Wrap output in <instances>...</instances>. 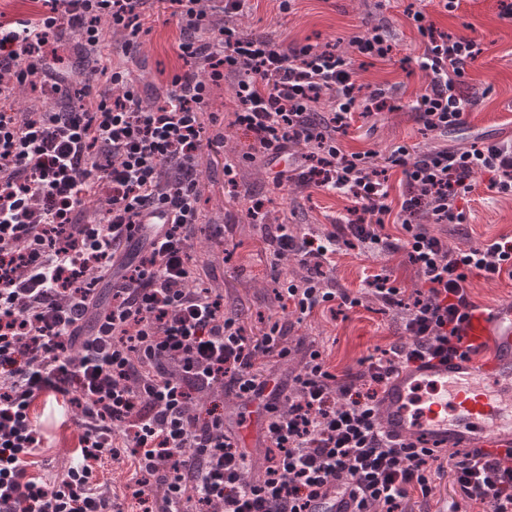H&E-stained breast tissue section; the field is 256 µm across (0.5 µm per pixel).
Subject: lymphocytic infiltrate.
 Instances as JSON below:
<instances>
[{"label": "lymphocytic infiltrate", "mask_w": 512, "mask_h": 512, "mask_svg": "<svg viewBox=\"0 0 512 512\" xmlns=\"http://www.w3.org/2000/svg\"><path fill=\"white\" fill-rule=\"evenodd\" d=\"M40 3L32 17L0 21V99L40 78L68 101L63 112L0 110V512H125L98 479L107 459L130 460L140 512H312L322 489L339 481L359 490L358 512H413L445 476L456 495L447 512L464 503L512 512L511 457L418 450L387 439L379 422L380 394L397 367L460 351L461 324L475 307L472 278L512 277L511 237L457 251L434 231L465 222L457 202L476 175L512 196V139L393 146L389 161L404 174L397 214L405 241L397 244L384 232L392 212L386 168L373 153L340 144L356 114L399 108L384 89L360 83L354 64L358 56L392 59L383 28L353 36L344 53L243 32L233 20L251 11V0H168L184 67L154 106L128 64L148 30L151 0ZM406 16L423 51L401 63L428 78L411 110L424 130L444 135L476 103L467 67L480 47L438 28L424 9L408 6ZM104 21L126 35L123 62L103 46ZM70 29L81 31L94 62L75 98L53 67V47ZM229 77L232 125L250 139L240 161L269 166L291 157L275 186L337 191L354 202L319 233L268 225L274 259L296 256L306 270L279 289V300L301 320L332 302L352 309L372 300L405 313L404 341L364 358L359 370L336 375L312 346L292 381L273 378L265 366L290 356L288 325L270 319L248 331L201 281L193 239L202 114ZM355 249L402 250L422 288L409 295L377 274L364 291L337 289L325 268ZM101 283L112 294L105 307ZM224 388L267 415L272 454L257 480L218 405L192 408L196 393ZM47 390L77 408L79 452L44 484L28 468L43 445L30 409Z\"/></svg>", "instance_id": "lymphocytic-infiltrate-1"}]
</instances>
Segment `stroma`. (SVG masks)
Masks as SVG:
<instances>
[{"label":"stroma","instance_id":"stroma-1","mask_svg":"<svg viewBox=\"0 0 512 512\" xmlns=\"http://www.w3.org/2000/svg\"><path fill=\"white\" fill-rule=\"evenodd\" d=\"M409 0H297L291 13L278 10V0H252L253 9L238 17L245 31L267 33L276 40L305 41L313 45L334 43L339 51H349V40L366 29L380 26L386 31L396 54L392 61L361 58L356 62L363 84L389 88L401 100L398 112H381L370 117H356L342 139L350 152L373 151L379 164H386L389 149L395 143L420 148L443 142L455 146L483 136L491 140L512 138V22L501 19L500 0H460L458 8L446 11L442 0H423L422 6L438 27L457 36L476 39L483 51L468 68L469 83L480 90L477 103L468 112L466 123L448 136L422 134L408 105L420 95L425 77L417 71L401 68L399 60L416 56L422 40L404 14ZM154 22L150 33L142 35V46L135 58L142 76V96L151 100L155 91L170 80L180 62L175 49L181 37L165 0H155ZM232 80H225L212 91L209 111L218 113L220 126H208V134L223 132L222 141L203 144L200 156L202 195L201 222L194 239V252L206 261V280L224 291V306L242 313L247 327L259 329L262 319L275 317L292 320L290 310L274 299L277 279L294 276L300 265L295 256L272 266L263 240L261 225L250 223L242 203L224 186V157L247 147L248 137L229 125L234 109ZM240 188H249L269 201L281 219L292 224L298 233L320 232L329 228L332 219L350 208L345 197L313 188L294 185L275 188L262 163H247L237 169ZM475 190L463 197L460 208L467 222L436 225L435 231L447 241L449 248L466 249L512 235V197H500L487 188V176L475 179ZM226 226L223 240L210 236L212 225ZM377 274H388L400 287L413 291L421 285L414 267L406 263L402 253H371L348 250L339 252L330 268L337 287L360 291L365 281ZM401 317L394 312H381L377 303L369 302L351 310L321 309L295 326L288 339L293 355L290 360L271 364L270 372L285 377L298 372L305 345L316 342L322 347L331 372L342 374L347 368L400 341ZM66 397L47 392L32 409V418L45 438L36 463L30 472L51 480L61 474L73 455L77 433L67 426L76 415ZM224 425L228 432L245 439L254 466L249 479L262 473L266 447L261 430V416L255 405H246L233 394L224 396Z\"/></svg>","mask_w":512,"mask_h":512}]
</instances>
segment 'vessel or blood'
Instances as JSON below:
<instances>
[{
    "instance_id": "vessel-or-blood-1",
    "label": "vessel or blood",
    "mask_w": 512,
    "mask_h": 512,
    "mask_svg": "<svg viewBox=\"0 0 512 512\" xmlns=\"http://www.w3.org/2000/svg\"><path fill=\"white\" fill-rule=\"evenodd\" d=\"M468 356L400 368L381 396L380 424L418 448L512 450V300L470 310L463 324ZM314 512H354L352 489L329 487Z\"/></svg>"
}]
</instances>
